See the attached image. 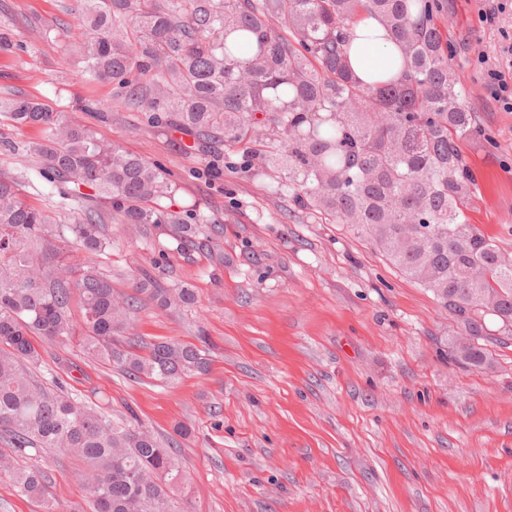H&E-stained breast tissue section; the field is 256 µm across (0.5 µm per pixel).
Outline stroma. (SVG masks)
Listing matches in <instances>:
<instances>
[{
  "instance_id": "1",
  "label": "stroma",
  "mask_w": 512,
  "mask_h": 512,
  "mask_svg": "<svg viewBox=\"0 0 512 512\" xmlns=\"http://www.w3.org/2000/svg\"><path fill=\"white\" fill-rule=\"evenodd\" d=\"M483 7L448 0L440 25L460 103L485 133L462 147L477 182L468 217L512 253V112L482 79L501 60L512 12L491 26ZM82 12L83 0H0V100L34 97L159 164L177 185L173 210L193 205L211 219L202 250L178 249L164 227L112 223L111 249L70 258L94 261L125 295L146 275L193 288L191 306L139 307L132 332L184 342L205 333L212 362L159 384L89 358L78 340L40 339L33 374L160 438L188 427L173 496L191 512H512V335L488 319L492 368L457 363V324L369 240L295 207L223 153L194 150L178 128L150 127L111 83L86 81L70 53ZM41 137L0 113V173L64 224L71 214L37 159L3 146ZM33 461L58 512H89L74 461L56 450Z\"/></svg>"
}]
</instances>
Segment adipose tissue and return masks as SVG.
I'll return each instance as SVG.
<instances>
[{
    "instance_id": "ef3b65f1",
    "label": "adipose tissue",
    "mask_w": 512,
    "mask_h": 512,
    "mask_svg": "<svg viewBox=\"0 0 512 512\" xmlns=\"http://www.w3.org/2000/svg\"><path fill=\"white\" fill-rule=\"evenodd\" d=\"M349 59L356 78L367 84L400 72L397 47L379 22L371 17H361L355 24Z\"/></svg>"
}]
</instances>
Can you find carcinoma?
<instances>
[{
	"label": "carcinoma",
	"mask_w": 512,
	"mask_h": 512,
	"mask_svg": "<svg viewBox=\"0 0 512 512\" xmlns=\"http://www.w3.org/2000/svg\"><path fill=\"white\" fill-rule=\"evenodd\" d=\"M78 54L92 82L109 81L151 126H175L203 152L222 145L256 178H270L298 206L346 224L425 287L472 345L455 358L491 367L484 348L494 316L512 334V256L468 221L476 180L462 146L483 137L460 104L438 16L447 0H85ZM377 18L399 49L398 77L372 84L350 67L352 29ZM17 125H39L26 151L70 222L27 204L0 175V475L57 512L46 474L19 466L31 452L77 458L91 512H189L170 489L182 481L174 439L112 420L55 383L35 380L34 337L73 335L78 304L87 352L135 379L160 384L210 368L209 347L143 336L118 339L145 299L162 310L192 304L193 289L160 288L146 275L125 298L95 266L69 262V247L99 254L105 225L173 227L182 250L208 240L207 219L159 204L172 193L157 164L119 150L88 126L37 100L0 104ZM88 188L84 193L81 188Z\"/></svg>",
	"instance_id": "carcinoma-1"
}]
</instances>
